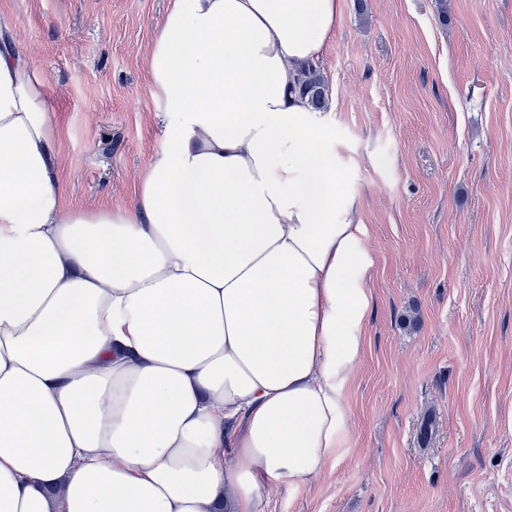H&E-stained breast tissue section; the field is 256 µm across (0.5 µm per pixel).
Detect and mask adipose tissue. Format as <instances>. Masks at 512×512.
Segmentation results:
<instances>
[{"label":"adipose tissue","instance_id":"adipose-tissue-1","mask_svg":"<svg viewBox=\"0 0 512 512\" xmlns=\"http://www.w3.org/2000/svg\"><path fill=\"white\" fill-rule=\"evenodd\" d=\"M345 0H171L132 207L67 208L43 70L0 48V512H261L338 444L371 268L295 93Z\"/></svg>","mask_w":512,"mask_h":512}]
</instances>
